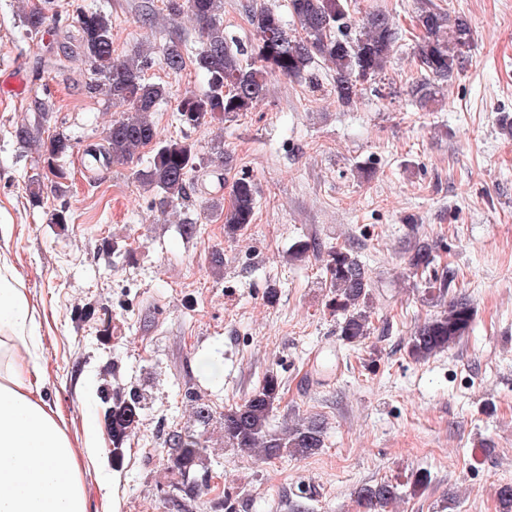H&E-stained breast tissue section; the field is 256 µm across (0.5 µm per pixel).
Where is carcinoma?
Instances as JSON below:
<instances>
[{"label": "carcinoma", "mask_w": 512, "mask_h": 512, "mask_svg": "<svg viewBox=\"0 0 512 512\" xmlns=\"http://www.w3.org/2000/svg\"><path fill=\"white\" fill-rule=\"evenodd\" d=\"M167 8L175 16L185 15L194 21L203 39L202 49L189 58L176 42L164 52L169 70L180 72L190 63L205 78L203 93L188 91L176 106L179 123L193 128L209 119L222 121L251 110L269 94L271 78L311 76L321 61L333 71L336 101L352 106L366 86L378 91L374 84L385 73L402 39L393 18L383 10H370L360 21H354L348 0H289L292 29L279 11L253 9L248 18L256 39L248 49L230 47L224 36V0H168ZM20 18L24 34L33 39L43 32L49 16L45 8L26 3ZM414 23L420 35L413 56L421 77L410 86L409 95L418 108L429 111L442 101L448 84L469 61L473 30L465 16H453L431 0H420ZM75 29L66 49L89 63L95 76L89 89L122 107L105 131L104 144L90 153L108 165L127 162L151 147L147 165L135 170L133 177L147 190L157 192L161 206L176 207L194 184L191 174L206 168V163L187 140L161 138L152 115L167 100L169 91L145 77L150 62L146 43H139L133 53L122 58L114 56L112 20L93 7L77 15ZM31 108L34 125L15 130V138L22 143L32 140L33 131L52 118L37 96ZM40 151L43 169L54 178L56 188H62L69 179L64 161L73 151L71 140L52 135L40 143ZM256 194L253 181L239 178L233 183L229 205H215L226 234L233 236L252 223ZM435 261L432 245L425 243L416 247L409 265L425 272ZM325 272L332 305L342 315L341 339L348 345H359L372 331L368 270L350 250L332 247L327 251ZM455 280V272L447 266L441 275L428 279L425 300L438 311L409 337L407 354L413 360L425 361L469 334L474 307L466 297L454 295ZM280 389L278 377L270 374L243 403L225 411L224 444L243 453L260 448L268 460L284 455L304 458L323 448L324 420L316 416L281 428L272 424ZM103 404L112 447L121 448L134 429L128 414L141 410V396L135 390L115 392L103 396ZM206 443L204 434L192 428L163 434L172 474L178 477L171 484L173 490L190 498L208 490L209 471L199 469ZM496 496L497 512H512V484L500 486ZM398 498V485L388 481L366 484L356 491L363 512H387Z\"/></svg>", "instance_id": "carcinoma-1"}]
</instances>
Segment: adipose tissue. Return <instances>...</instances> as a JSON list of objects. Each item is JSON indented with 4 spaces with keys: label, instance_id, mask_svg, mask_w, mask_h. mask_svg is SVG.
Returning a JSON list of instances; mask_svg holds the SVG:
<instances>
[{
    "label": "adipose tissue",
    "instance_id": "ef3b65f1",
    "mask_svg": "<svg viewBox=\"0 0 512 512\" xmlns=\"http://www.w3.org/2000/svg\"><path fill=\"white\" fill-rule=\"evenodd\" d=\"M43 359L25 293L0 274V512H87L82 459L35 380Z\"/></svg>",
    "mask_w": 512,
    "mask_h": 512
}]
</instances>
